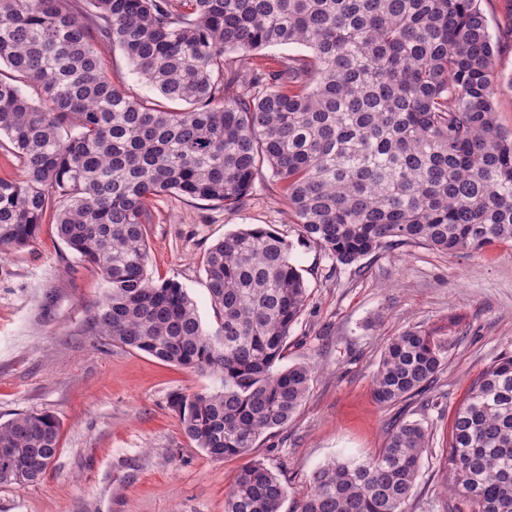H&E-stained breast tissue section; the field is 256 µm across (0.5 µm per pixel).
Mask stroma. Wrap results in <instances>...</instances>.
Instances as JSON below:
<instances>
[{
  "label": "stroma",
  "instance_id": "1",
  "mask_svg": "<svg viewBox=\"0 0 512 512\" xmlns=\"http://www.w3.org/2000/svg\"><path fill=\"white\" fill-rule=\"evenodd\" d=\"M495 59L498 121L512 130V0H482ZM148 225L153 279L180 282L205 330L219 317L203 260L224 235L253 226L292 241L310 305L288 338L285 364L315 366L309 393L288 425L251 452L288 487L281 512H298L311 473L333 458L361 460L382 448L391 424L430 432L408 512H454L446 493L448 431L472 380L512 354V246L475 254L406 245L333 266L299 243L269 170L246 203L228 211L182 196L154 200ZM103 293L94 269L42 224L31 246L0 256V420L37 411L60 423L59 452L42 478L0 484V512H224L241 458L216 460L186 437L168 400L216 391L222 379L163 363L88 329ZM440 340L445 370L399 405L376 402L372 376L388 339L412 326Z\"/></svg>",
  "mask_w": 512,
  "mask_h": 512
}]
</instances>
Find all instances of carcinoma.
<instances>
[{"mask_svg": "<svg viewBox=\"0 0 512 512\" xmlns=\"http://www.w3.org/2000/svg\"><path fill=\"white\" fill-rule=\"evenodd\" d=\"M119 48L159 99L112 82ZM298 44L246 78L261 49ZM498 45L480 0H0V136L21 175L0 178V253L34 243L47 211L104 283L89 331L162 362L222 376L168 404L213 459L250 454L288 425L313 368L278 366L310 300L293 244L262 227L229 233L204 261L220 314L203 329L185 288L147 272L150 203L166 194L226 210L267 167L298 239L350 266L383 249L448 253L512 242V130L497 119ZM445 369L432 332L392 337L376 401L422 393ZM46 412L0 422V483L53 463ZM428 428L401 421L362 460L312 472L299 512H407ZM449 490L471 512H512V355L472 382L448 440ZM288 488L242 466L224 512H280Z\"/></svg>", "mask_w": 512, "mask_h": 512, "instance_id": "1", "label": "carcinoma"}]
</instances>
